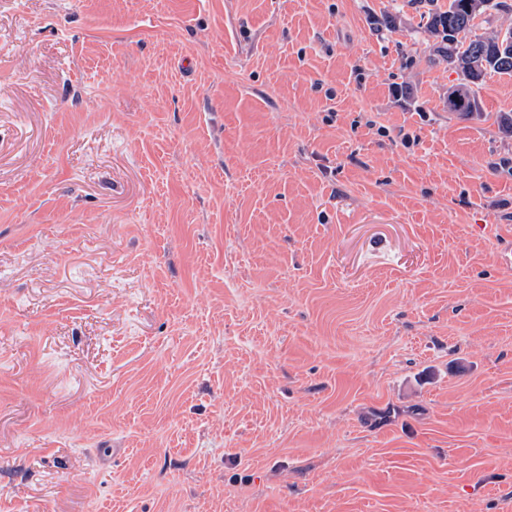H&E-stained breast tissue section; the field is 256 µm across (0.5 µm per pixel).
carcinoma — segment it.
Segmentation results:
<instances>
[{
	"mask_svg": "<svg viewBox=\"0 0 512 512\" xmlns=\"http://www.w3.org/2000/svg\"><path fill=\"white\" fill-rule=\"evenodd\" d=\"M412 5L426 4L430 9L421 13L426 31L435 38L434 54L455 67V61L472 59L475 65L458 70L461 78L453 91L457 99L448 102V111L470 116L479 111L473 87L482 84L486 76H512V28L505 31L509 38L499 40L500 32L477 34L469 11L470 0H448L443 8L437 0H409Z\"/></svg>",
	"mask_w": 512,
	"mask_h": 512,
	"instance_id": "obj_1",
	"label": "carcinoma"
}]
</instances>
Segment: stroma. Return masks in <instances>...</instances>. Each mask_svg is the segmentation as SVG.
Returning a JSON list of instances; mask_svg holds the SVG:
<instances>
[{
	"label": "stroma",
	"instance_id": "stroma-1",
	"mask_svg": "<svg viewBox=\"0 0 512 512\" xmlns=\"http://www.w3.org/2000/svg\"><path fill=\"white\" fill-rule=\"evenodd\" d=\"M432 45L0 0V512H512V76Z\"/></svg>",
	"mask_w": 512,
	"mask_h": 512
}]
</instances>
